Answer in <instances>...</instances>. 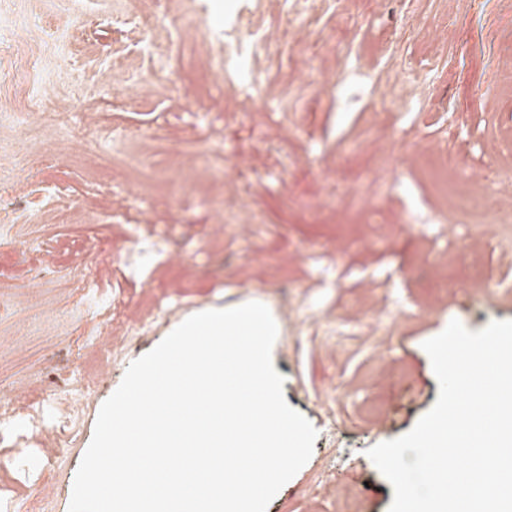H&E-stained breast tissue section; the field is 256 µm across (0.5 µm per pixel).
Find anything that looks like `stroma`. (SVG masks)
I'll return each instance as SVG.
<instances>
[{"label": "stroma", "mask_w": 512, "mask_h": 512, "mask_svg": "<svg viewBox=\"0 0 512 512\" xmlns=\"http://www.w3.org/2000/svg\"><path fill=\"white\" fill-rule=\"evenodd\" d=\"M288 3L0 0V503L33 512L53 456L54 512H69L102 404L177 326L151 318L109 347L154 298L270 310L285 399L318 436L266 512H389L367 451L436 402L423 342L454 319L512 320V0H315L296 25ZM358 43L373 80L345 109L336 83ZM243 77L252 98L233 90ZM177 155L223 184L188 168L147 186L143 163ZM445 166L485 223L440 194ZM132 234L184 262L124 264ZM105 362L80 431L51 445L23 403Z\"/></svg>", "instance_id": "stroma-1"}]
</instances>
